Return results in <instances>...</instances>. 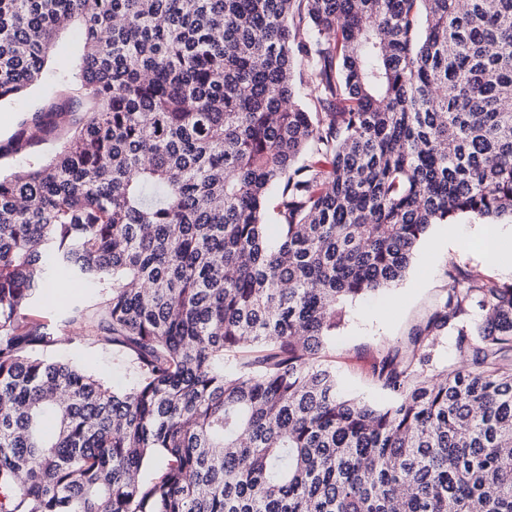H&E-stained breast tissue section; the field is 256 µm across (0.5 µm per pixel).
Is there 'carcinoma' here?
Segmentation results:
<instances>
[{
    "instance_id": "cac0c4a2",
    "label": "carcinoma",
    "mask_w": 512,
    "mask_h": 512,
    "mask_svg": "<svg viewBox=\"0 0 512 512\" xmlns=\"http://www.w3.org/2000/svg\"><path fill=\"white\" fill-rule=\"evenodd\" d=\"M49 77L92 108L0 144V512H512V283L448 272L382 404L319 360L432 225L512 221V0H0V104ZM80 45L69 34L63 35L53 56L54 66L58 68H70L77 59ZM57 296L48 295L47 288L35 301L36 311L48 321H58L65 314L69 306L77 300H89L90 294L72 282L68 274L60 272L52 285ZM51 356L59 360L74 362L92 370L112 382L115 388L125 387L130 380L125 367L112 358V350L88 348L80 343H74L69 347L54 351Z\"/></svg>"
}]
</instances>
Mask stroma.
Masks as SVG:
<instances>
[{
	"mask_svg": "<svg viewBox=\"0 0 512 512\" xmlns=\"http://www.w3.org/2000/svg\"><path fill=\"white\" fill-rule=\"evenodd\" d=\"M67 94L77 97L81 91L45 81L26 97L1 106L0 140H6L22 119L49 99ZM484 227L483 221L469 217L433 225L402 281L385 293L347 304L345 320L321 357L322 363L335 371L344 392L369 402L385 401V392L371 377V365L380 352L405 345L415 328L440 305L448 290L449 270L469 276L479 270L487 278L512 280V265L485 261L476 238ZM53 288V293H41L35 301L37 312L48 321L60 320L72 303L89 297L63 272L58 273ZM53 356L94 371L116 388L125 387L130 380L125 367L108 350L76 343L54 351Z\"/></svg>",
	"mask_w": 512,
	"mask_h": 512,
	"instance_id": "obj_1",
	"label": "stroma"
}]
</instances>
